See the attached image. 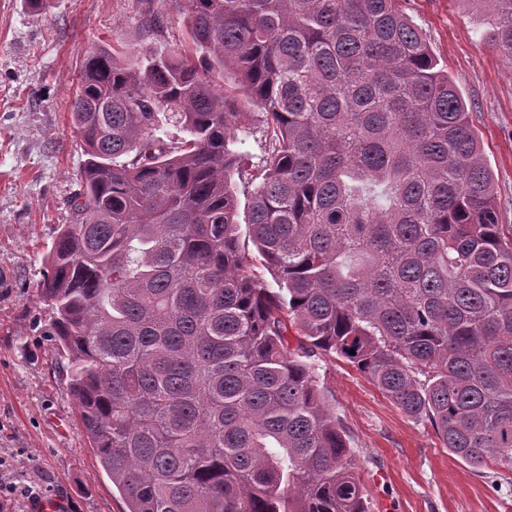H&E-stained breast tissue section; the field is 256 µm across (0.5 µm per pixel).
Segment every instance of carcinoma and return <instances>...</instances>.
<instances>
[{"instance_id":"carcinoma-1","label":"carcinoma","mask_w":512,"mask_h":512,"mask_svg":"<svg viewBox=\"0 0 512 512\" xmlns=\"http://www.w3.org/2000/svg\"><path fill=\"white\" fill-rule=\"evenodd\" d=\"M134 2L139 62L102 44L82 63L86 159L39 286L126 512H370L319 355L472 467L512 468V224L399 0H169L174 43ZM488 2L512 61V0ZM251 105L257 163L236 136ZM235 175L275 291L241 246Z\"/></svg>"}]
</instances>
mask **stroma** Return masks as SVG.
<instances>
[{
	"instance_id": "stroma-1",
	"label": "stroma",
	"mask_w": 512,
	"mask_h": 512,
	"mask_svg": "<svg viewBox=\"0 0 512 512\" xmlns=\"http://www.w3.org/2000/svg\"><path fill=\"white\" fill-rule=\"evenodd\" d=\"M465 97L512 224V62L488 42L478 0H401ZM143 37L133 0H0V481L66 500L69 512L126 505L83 432L38 297L46 257L73 220L85 155L71 120L94 45ZM345 428L372 512H512V469L474 470L430 424L403 413L341 358L315 361Z\"/></svg>"
}]
</instances>
